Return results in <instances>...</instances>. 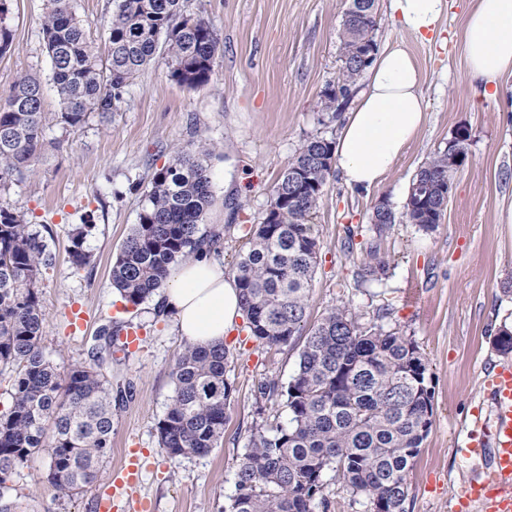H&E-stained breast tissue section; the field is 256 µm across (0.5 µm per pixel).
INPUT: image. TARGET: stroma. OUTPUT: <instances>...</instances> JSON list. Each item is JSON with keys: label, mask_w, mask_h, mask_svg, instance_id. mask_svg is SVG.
<instances>
[{"label": "stroma", "mask_w": 512, "mask_h": 512, "mask_svg": "<svg viewBox=\"0 0 512 512\" xmlns=\"http://www.w3.org/2000/svg\"><path fill=\"white\" fill-rule=\"evenodd\" d=\"M473 0H447L438 33L417 37L376 0L378 48L401 45L423 73L426 123L384 181L370 189L347 187L332 172L313 221L320 253L307 324L337 305L360 322L412 338L428 364L434 394L433 424L409 477L406 512H454L460 487L486 460L464 455L475 424L488 414L482 384L488 369L512 363L495 339L512 331V226L501 208L512 204V75L501 78L497 98H484L470 83L463 57L465 17ZM48 0H8L13 44L0 55V103L19 75L40 78L45 140L32 172L0 188V206L24 213L53 258L44 269L42 347L61 366L84 359L99 327L140 328L129 351L113 350L104 364L113 390L127 391L112 407V450L92 490L59 498L47 480L49 461L39 454L17 468L13 484L22 512H93L96 492L126 449H138L144 467L132 498L152 512H225L235 493L237 464L259 426L287 424L283 396L260 397L263 381L287 386L298 364L303 337L285 346L256 341L238 319L226 336L227 376L234 387L224 437L204 456H169L158 444L157 423L175 384L173 363L186 340L171 314L156 316L155 300L133 306L112 287V263L139 220L154 174L175 148L210 150L213 200L205 227L219 232L212 256L226 273L249 243L243 227L260 223L278 176L308 137L336 139L338 127L321 109L340 68L337 34L348 0H187L186 10L217 29L220 49L210 80L189 88L171 75L158 51L125 88L108 120L90 115L77 131L57 120L60 101L42 35ZM463 138L466 158L453 171L447 207L438 226L423 231L403 215L409 185L435 152ZM397 219L386 232L371 222L379 202ZM356 227L344 249L346 226ZM89 265L71 264L78 228ZM376 249L385 274L365 281L357 271ZM86 314L82 329L68 316Z\"/></svg>", "instance_id": "obj_1"}]
</instances>
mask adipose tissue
<instances>
[{
  "label": "adipose tissue",
  "mask_w": 512,
  "mask_h": 512,
  "mask_svg": "<svg viewBox=\"0 0 512 512\" xmlns=\"http://www.w3.org/2000/svg\"><path fill=\"white\" fill-rule=\"evenodd\" d=\"M400 25L415 35L435 32L446 0H389ZM471 82L484 97L496 95L512 74V0H474L463 31ZM356 105L339 122L334 155L352 188L380 184L426 120L422 75L414 55L401 46L375 54ZM179 335L198 346L223 343L242 315L236 276L208 254L173 264L163 296Z\"/></svg>",
  "instance_id": "adipose-tissue-1"
}]
</instances>
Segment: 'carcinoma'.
Returning <instances> with one entry per match:
<instances>
[{
  "label": "carcinoma",
  "mask_w": 512,
  "mask_h": 512,
  "mask_svg": "<svg viewBox=\"0 0 512 512\" xmlns=\"http://www.w3.org/2000/svg\"><path fill=\"white\" fill-rule=\"evenodd\" d=\"M6 0H0V55L12 46ZM344 14L339 57H359L376 44V0H353ZM43 39L51 78L62 103L59 123L73 131L93 112L106 114L130 80L154 58L159 46L170 57L171 76L181 85L207 83L219 50L214 25L185 13L184 0H113L99 49L70 0H49ZM365 65L340 66L336 87L322 110L335 119L348 106ZM42 88L23 76L0 106V187L31 172L44 144ZM454 141L422 166L409 186L405 217L424 231L439 224L443 194L451 184L448 156ZM210 152L176 149L153 176L139 222L112 264V285L137 306L165 286L170 266L216 248L220 234L201 228L212 199ZM333 141L305 140L278 178L263 221L251 230L239 256L237 277L243 313L252 336L268 346L287 345L306 324L314 269L320 251L312 219L332 171ZM307 172L296 193L291 175ZM84 231L70 250L77 267L89 264ZM357 271L383 274L377 251ZM52 265L40 234L24 215L0 207V369H15L12 405L0 413V512H18L12 478L31 457H49L48 481L62 497L90 488L100 462L112 449V381L100 361L118 339L105 324L88 359L66 368L48 359L41 342L44 313L38 283ZM230 351L222 345L186 343L174 362L175 387L157 424L160 447L172 457L203 456L224 437L233 386L227 378ZM428 365L411 339L383 326H365L346 305L329 309L309 330L297 370L281 394L288 425L252 433L239 460L228 512H312L324 509L325 472L333 469L372 512H406L409 476L433 423Z\"/></svg>",
  "instance_id": "obj_1"
}]
</instances>
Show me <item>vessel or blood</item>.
<instances>
[{
  "label": "vessel or blood",
  "instance_id": "b4317fda",
  "mask_svg": "<svg viewBox=\"0 0 512 512\" xmlns=\"http://www.w3.org/2000/svg\"><path fill=\"white\" fill-rule=\"evenodd\" d=\"M490 416L482 424L483 445L489 446L491 464L460 491L459 512H512V367H497L485 376ZM142 472L136 450H129L109 479V491L95 494L94 512H112L113 495L135 486Z\"/></svg>",
  "mask_w": 512,
  "mask_h": 512
}]
</instances>
